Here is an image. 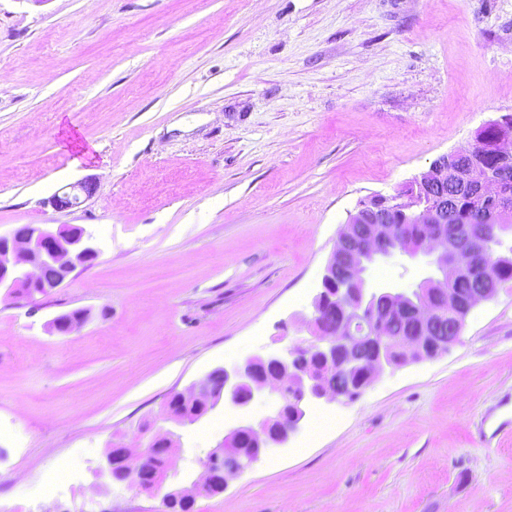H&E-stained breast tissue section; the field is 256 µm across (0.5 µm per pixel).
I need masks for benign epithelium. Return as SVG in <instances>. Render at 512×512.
<instances>
[{
	"label": "benign epithelium",
	"mask_w": 512,
	"mask_h": 512,
	"mask_svg": "<svg viewBox=\"0 0 512 512\" xmlns=\"http://www.w3.org/2000/svg\"><path fill=\"white\" fill-rule=\"evenodd\" d=\"M488 152L500 159V164L487 166L474 162L463 166L459 162L461 151L439 156L428 171L410 181L392 196L374 195L376 206L406 209L425 215L424 224L432 225L423 243L411 248L399 243V228L383 219L374 224L365 223L354 214L349 227L336 240V246L326 270L336 269V258L345 260L343 282L322 279V288L312 300L310 322L317 325L323 316L336 311V295L357 300L360 307L355 314L368 324L365 310L381 297L408 299V293L392 288H370L363 274L369 263L389 258L396 253L415 258L420 254L430 257L431 273L422 283L439 288L433 300L413 310L425 325V334L411 336L395 344L393 351L402 353L399 363L410 360L431 359L454 345L463 326L448 321L447 308L462 307L471 312L481 302L493 299L501 282L492 263L484 259L487 240L512 225V203L501 193L508 170L504 164L512 160V116L507 115L482 127L476 134L469 153ZM94 184L85 180L70 186V191L55 194L48 199L55 209H69L80 203V196L89 197ZM467 194L492 209V215L483 224H473L456 233H448L440 225L448 223V193ZM99 250L90 237H73L62 231L51 232L31 228L21 238L14 234L0 236V291L18 296V289H36L39 263L50 261L75 270L87 264ZM471 271L479 288L469 295H442V289L463 272ZM369 335H356L348 330L335 336H314L307 345L292 344L263 356L249 357L224 368V384L215 393L208 377L194 382L187 390L173 393L164 404V418L176 425L186 426L213 411L223 401L241 413L240 423L229 430L224 440L197 460L201 473L193 483L190 496L215 495L224 492L229 481L238 478L257 463L262 454L287 442L305 417V406L320 399L330 401L354 399L381 373L384 365L394 364L384 350L379 337L381 327L370 325ZM311 349L326 369L357 364L364 368L366 380L338 390L325 384L318 371L298 373L294 360L302 350ZM288 379L290 391H285L283 379ZM265 402L269 413L255 420L250 411L254 404ZM180 436L171 430L159 431L151 437L150 447L135 453L125 445L116 443L112 455L105 458L98 475L105 477L112 461L119 460L135 466V479L141 489L158 488L169 470V462L179 447ZM166 462L164 469L150 462L152 453Z\"/></svg>",
	"instance_id": "7a95c632"
}]
</instances>
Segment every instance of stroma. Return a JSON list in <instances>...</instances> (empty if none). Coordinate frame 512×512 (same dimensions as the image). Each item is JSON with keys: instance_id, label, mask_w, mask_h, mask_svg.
<instances>
[{"instance_id": "1", "label": "stroma", "mask_w": 512, "mask_h": 512, "mask_svg": "<svg viewBox=\"0 0 512 512\" xmlns=\"http://www.w3.org/2000/svg\"><path fill=\"white\" fill-rule=\"evenodd\" d=\"M0 235L99 248L47 294H0V512H161L240 420L181 428L160 490L97 475L113 441L217 367L310 340L361 199L512 114V0H0ZM90 179L74 208L47 198ZM426 257L371 264L417 288ZM88 313L72 333L57 315ZM195 512H512V281L457 343L386 368Z\"/></svg>"}]
</instances>
